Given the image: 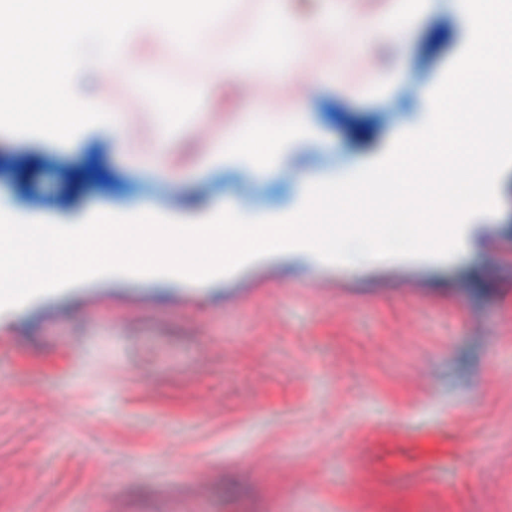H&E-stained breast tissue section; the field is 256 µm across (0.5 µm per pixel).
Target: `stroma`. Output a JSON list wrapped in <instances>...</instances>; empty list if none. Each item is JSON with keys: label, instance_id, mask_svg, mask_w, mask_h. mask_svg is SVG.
<instances>
[{"label": "stroma", "instance_id": "stroma-1", "mask_svg": "<svg viewBox=\"0 0 512 512\" xmlns=\"http://www.w3.org/2000/svg\"><path fill=\"white\" fill-rule=\"evenodd\" d=\"M391 6L352 10L336 31L344 54L292 56L317 75L304 101L313 135L289 142L261 183L246 163L200 170L207 141L245 109L234 101L210 128L206 99L172 132L174 182L158 185L142 166L158 114L117 74L125 133L89 125L52 157L41 136L0 138V201L52 208L67 227L144 203L196 222L250 184L243 210L293 214L303 176L364 167L425 122L469 36L451 0H435L394 73L373 37L397 25ZM406 95L422 113L405 111ZM305 148L324 163L299 161ZM498 198L447 260L349 267L294 249L209 283L107 275L1 311L0 512H512V167ZM60 403L76 418L55 427Z\"/></svg>", "mask_w": 512, "mask_h": 512}]
</instances>
